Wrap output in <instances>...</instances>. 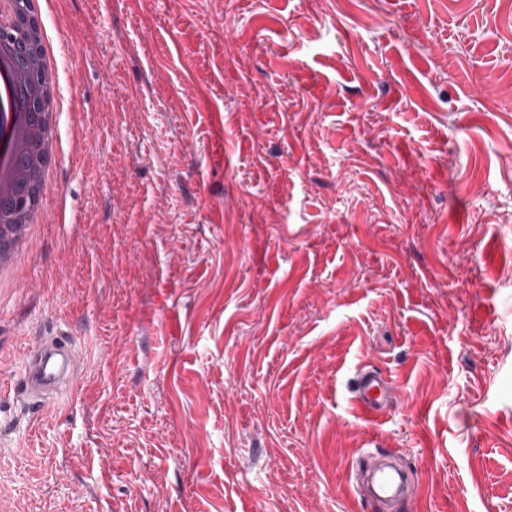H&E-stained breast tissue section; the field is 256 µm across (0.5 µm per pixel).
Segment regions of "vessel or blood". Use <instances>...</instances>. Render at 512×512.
I'll return each instance as SVG.
<instances>
[{"label":"vessel or blood","instance_id":"b4317fda","mask_svg":"<svg viewBox=\"0 0 512 512\" xmlns=\"http://www.w3.org/2000/svg\"><path fill=\"white\" fill-rule=\"evenodd\" d=\"M72 339L64 334L42 336L23 355L20 383L35 402L70 390L68 371L72 365ZM397 388L391 380L375 370L360 371L353 388V407L367 418L377 417L395 399ZM408 480L407 473L392 462L374 463L366 486L369 497L385 502L400 497Z\"/></svg>","mask_w":512,"mask_h":512}]
</instances>
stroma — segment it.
Returning <instances> with one entry per match:
<instances>
[{
    "instance_id": "obj_1",
    "label": "stroma",
    "mask_w": 512,
    "mask_h": 512,
    "mask_svg": "<svg viewBox=\"0 0 512 512\" xmlns=\"http://www.w3.org/2000/svg\"><path fill=\"white\" fill-rule=\"evenodd\" d=\"M64 153L0 282L13 512H512V0H49ZM73 336V396L17 391ZM397 400L360 417V369ZM407 473L392 462H376L366 486L369 497L376 502H385L401 496V490L407 483Z\"/></svg>"
}]
</instances>
